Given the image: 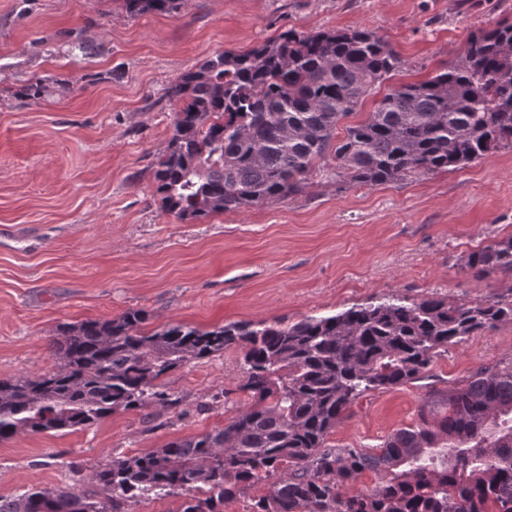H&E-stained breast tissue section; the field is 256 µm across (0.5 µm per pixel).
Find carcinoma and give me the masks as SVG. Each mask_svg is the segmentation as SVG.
<instances>
[{
  "label": "carcinoma",
  "instance_id": "1",
  "mask_svg": "<svg viewBox=\"0 0 512 512\" xmlns=\"http://www.w3.org/2000/svg\"><path fill=\"white\" fill-rule=\"evenodd\" d=\"M131 14L172 13L180 0H124ZM404 61L367 29H288L244 52L218 53L167 91L179 103L157 161L155 192L181 220L284 200L321 174L375 186L463 167L512 146V21L471 33L435 76L388 90L345 127ZM466 267L512 272V237L467 256ZM148 312L67 326L49 349L53 372L0 379V442L20 432L87 427L117 411L176 401L168 372L227 349L243 354L249 404L222 428L114 456L90 489L30 488L0 512H128L143 497L184 491L182 512H224L264 487L252 512H512V357L427 394L420 422L380 450L328 448L357 399L422 378L433 358L512 322V300L393 296L295 323L183 324L144 329ZM383 472L371 493L347 484ZM200 491L203 496H196Z\"/></svg>",
  "mask_w": 512,
  "mask_h": 512
}]
</instances>
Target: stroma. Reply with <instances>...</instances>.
<instances>
[{
	"label": "stroma",
	"instance_id": "stroma-1",
	"mask_svg": "<svg viewBox=\"0 0 512 512\" xmlns=\"http://www.w3.org/2000/svg\"><path fill=\"white\" fill-rule=\"evenodd\" d=\"M512 19V0H182L177 12L129 14L123 0H0V379L54 371L48 341L65 324L129 310L148 329L331 316L392 296L477 302L512 297V273L465 268L512 236V147L449 171L377 186L312 178L301 194L180 220L153 171L173 133L167 88L222 51L281 32L367 29L405 62L368 96L448 66L470 33ZM91 45L82 54L79 43ZM40 81V96L23 89ZM512 355V322L435 357L426 382L359 399L326 439L368 452L416 425L427 386L445 390ZM231 348L161 379L174 406L146 425L117 412L79 430L0 442V497L30 487L88 488L119 454L223 427L247 404Z\"/></svg>",
	"mask_w": 512,
	"mask_h": 512
}]
</instances>
